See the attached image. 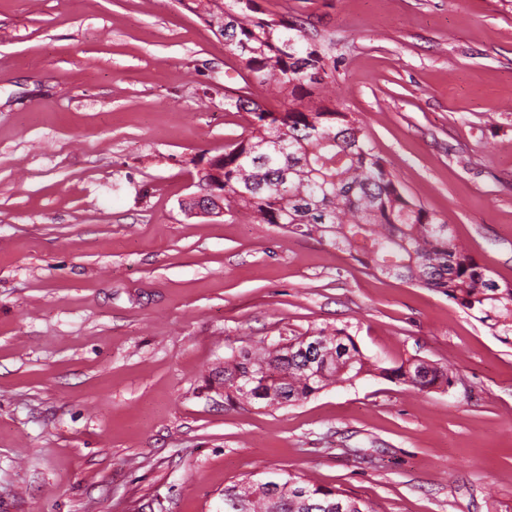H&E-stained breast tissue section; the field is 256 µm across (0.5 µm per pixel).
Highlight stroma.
<instances>
[{"label":"stroma","mask_w":512,"mask_h":512,"mask_svg":"<svg viewBox=\"0 0 512 512\" xmlns=\"http://www.w3.org/2000/svg\"><path fill=\"white\" fill-rule=\"evenodd\" d=\"M405 194L512 282V0H288ZM249 76L185 0H0V512H224L270 471L378 512H512V340L246 215H188ZM346 329L367 376L277 410L215 377Z\"/></svg>","instance_id":"stroma-1"}]
</instances>
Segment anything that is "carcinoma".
<instances>
[{"instance_id": "cac0c4a2", "label": "carcinoma", "mask_w": 512, "mask_h": 512, "mask_svg": "<svg viewBox=\"0 0 512 512\" xmlns=\"http://www.w3.org/2000/svg\"><path fill=\"white\" fill-rule=\"evenodd\" d=\"M192 9L260 84L283 99L275 112L259 100L224 96L227 111L247 115L244 131L210 161L224 185V211L316 239L364 269L430 288L493 330L512 335V284L456 242L451 229L412 202L363 134L360 121L323 102L317 89L334 78L324 51L286 11L257 0H191ZM227 400L279 409L333 384L378 375L419 392L452 385L445 366L420 359L396 367L365 354L344 329L260 344L224 359ZM224 512H377L368 501L274 472L224 488Z\"/></svg>"}]
</instances>
